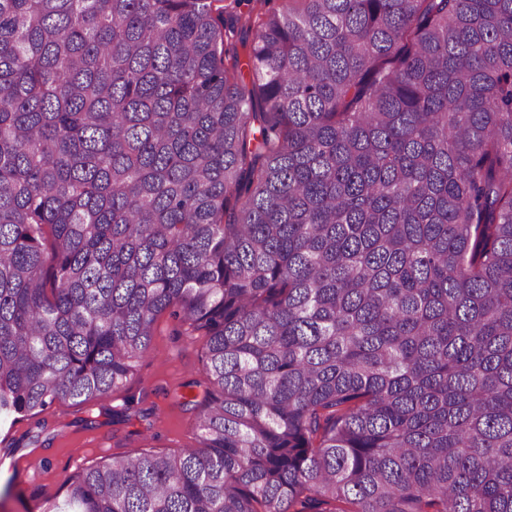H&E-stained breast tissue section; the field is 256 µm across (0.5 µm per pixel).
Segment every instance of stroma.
<instances>
[{"mask_svg": "<svg viewBox=\"0 0 512 512\" xmlns=\"http://www.w3.org/2000/svg\"><path fill=\"white\" fill-rule=\"evenodd\" d=\"M177 321L160 318L150 353L125 389L87 404L54 402L41 414L0 424V512H32L62 499L72 472L135 448L192 446V401L203 396L204 364Z\"/></svg>", "mask_w": 512, "mask_h": 512, "instance_id": "obj_1", "label": "stroma"}]
</instances>
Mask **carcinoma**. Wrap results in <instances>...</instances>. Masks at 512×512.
<instances>
[{"instance_id":"carcinoma-1","label":"carcinoma","mask_w":512,"mask_h":512,"mask_svg":"<svg viewBox=\"0 0 512 512\" xmlns=\"http://www.w3.org/2000/svg\"><path fill=\"white\" fill-rule=\"evenodd\" d=\"M166 314L196 445L42 512H512V0H0V417ZM254 32L238 31L234 38L237 48V58L239 60V70L244 82L251 83L254 78L253 71L249 60V47L253 41Z\"/></svg>"}]
</instances>
